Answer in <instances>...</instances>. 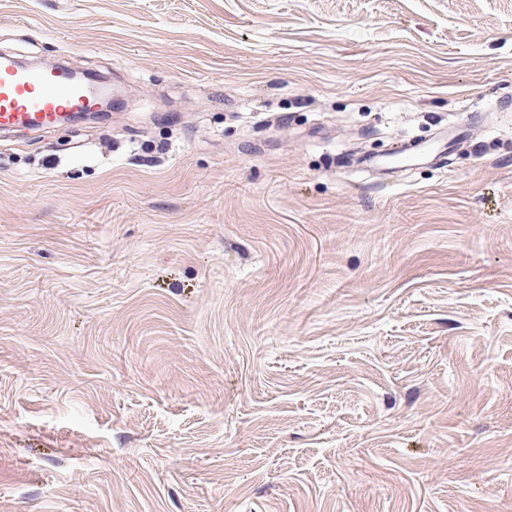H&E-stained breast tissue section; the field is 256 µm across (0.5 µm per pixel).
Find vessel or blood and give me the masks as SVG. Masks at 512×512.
I'll list each match as a JSON object with an SVG mask.
<instances>
[{
	"label": "vessel or blood",
	"mask_w": 512,
	"mask_h": 512,
	"mask_svg": "<svg viewBox=\"0 0 512 512\" xmlns=\"http://www.w3.org/2000/svg\"><path fill=\"white\" fill-rule=\"evenodd\" d=\"M96 99L89 85L71 81L65 67L36 70L0 57V130L50 127Z\"/></svg>",
	"instance_id": "1"
}]
</instances>
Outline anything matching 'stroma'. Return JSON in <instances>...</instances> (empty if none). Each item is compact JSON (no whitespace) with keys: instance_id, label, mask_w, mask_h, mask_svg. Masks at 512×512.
<instances>
[{"instance_id":"35a3bbf8","label":"stroma","mask_w":512,"mask_h":512,"mask_svg":"<svg viewBox=\"0 0 512 512\" xmlns=\"http://www.w3.org/2000/svg\"><path fill=\"white\" fill-rule=\"evenodd\" d=\"M0 52L125 98L0 132V512H512V0H0Z\"/></svg>"}]
</instances>
